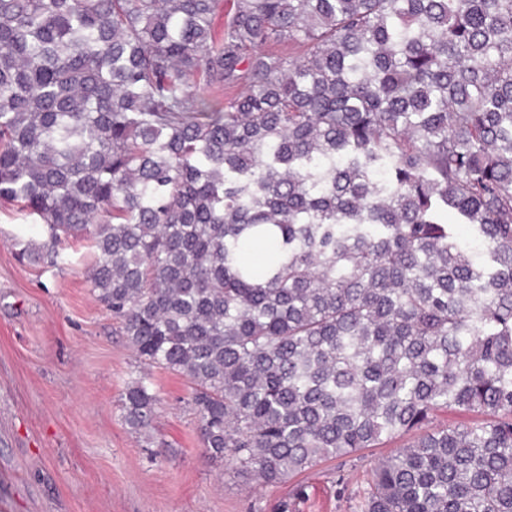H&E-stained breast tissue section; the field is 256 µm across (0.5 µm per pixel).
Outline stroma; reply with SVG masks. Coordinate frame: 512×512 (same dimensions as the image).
Listing matches in <instances>:
<instances>
[{
    "instance_id": "1",
    "label": "stroma",
    "mask_w": 512,
    "mask_h": 512,
    "mask_svg": "<svg viewBox=\"0 0 512 512\" xmlns=\"http://www.w3.org/2000/svg\"><path fill=\"white\" fill-rule=\"evenodd\" d=\"M43 224L0 206V512H357L391 448L328 460L278 485L242 484L205 458L187 380L153 369L160 401L149 432L131 431L122 394L137 361L87 280L88 241L66 262H20ZM305 495L292 500L295 486Z\"/></svg>"
}]
</instances>
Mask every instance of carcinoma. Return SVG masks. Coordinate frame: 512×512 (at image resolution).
Returning a JSON list of instances; mask_svg holds the SVG:
<instances>
[{"label":"carcinoma","instance_id":"obj_1","mask_svg":"<svg viewBox=\"0 0 512 512\" xmlns=\"http://www.w3.org/2000/svg\"><path fill=\"white\" fill-rule=\"evenodd\" d=\"M222 6L0 0L19 257L90 241L132 431L162 368L245 480L397 442L361 512H512V0Z\"/></svg>","mask_w":512,"mask_h":512}]
</instances>
